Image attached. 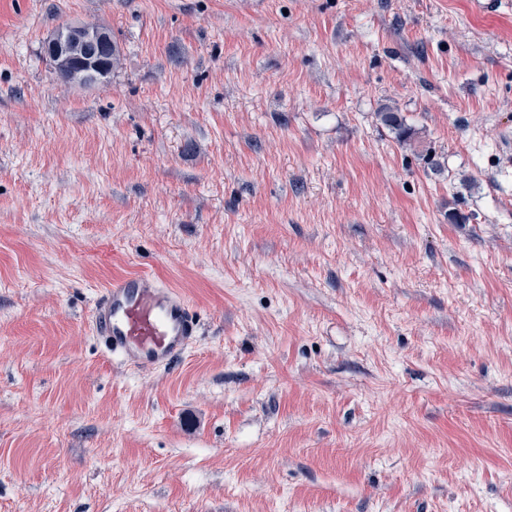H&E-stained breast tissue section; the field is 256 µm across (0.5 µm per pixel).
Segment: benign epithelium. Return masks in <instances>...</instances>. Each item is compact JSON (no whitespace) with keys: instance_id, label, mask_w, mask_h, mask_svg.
<instances>
[{"instance_id":"7a95c632","label":"benign epithelium","mask_w":512,"mask_h":512,"mask_svg":"<svg viewBox=\"0 0 512 512\" xmlns=\"http://www.w3.org/2000/svg\"><path fill=\"white\" fill-rule=\"evenodd\" d=\"M112 35L105 26L66 24L45 42V53L59 80L75 85L98 84L110 77Z\"/></svg>"}]
</instances>
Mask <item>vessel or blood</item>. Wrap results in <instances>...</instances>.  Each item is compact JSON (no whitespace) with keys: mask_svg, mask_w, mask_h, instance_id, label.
Wrapping results in <instances>:
<instances>
[{"mask_svg":"<svg viewBox=\"0 0 512 512\" xmlns=\"http://www.w3.org/2000/svg\"><path fill=\"white\" fill-rule=\"evenodd\" d=\"M92 325L108 351L138 371L174 365L198 333L189 301L149 274L113 279L94 305Z\"/></svg>","mask_w":512,"mask_h":512,"instance_id":"vessel-or-blood-1","label":"vessel or blood"}]
</instances>
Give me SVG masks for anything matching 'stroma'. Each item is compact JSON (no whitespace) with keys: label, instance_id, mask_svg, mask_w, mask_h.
Instances as JSON below:
<instances>
[{"label":"stroma","instance_id":"1","mask_svg":"<svg viewBox=\"0 0 512 512\" xmlns=\"http://www.w3.org/2000/svg\"><path fill=\"white\" fill-rule=\"evenodd\" d=\"M0 512H512V0H0ZM112 46V35L105 26L66 24L47 38L44 48L61 82L85 85L109 79L106 61L112 56ZM118 61L119 55L112 56V69ZM92 325L108 351L138 371L174 365L198 333L189 301L150 274L113 279L92 309Z\"/></svg>","mask_w":512,"mask_h":512}]
</instances>
